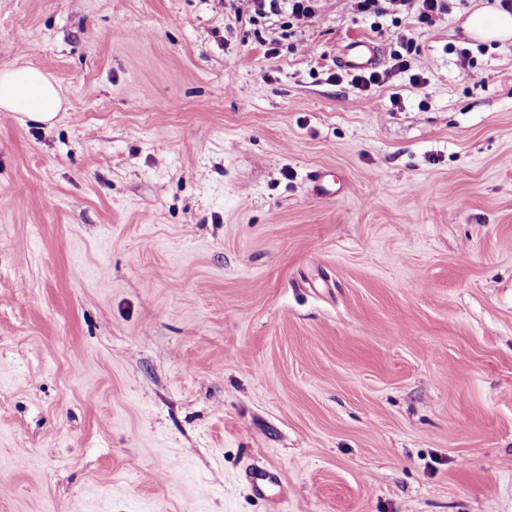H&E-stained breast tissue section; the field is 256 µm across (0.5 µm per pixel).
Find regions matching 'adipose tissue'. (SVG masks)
I'll use <instances>...</instances> for the list:
<instances>
[{
  "mask_svg": "<svg viewBox=\"0 0 512 512\" xmlns=\"http://www.w3.org/2000/svg\"><path fill=\"white\" fill-rule=\"evenodd\" d=\"M64 102L55 80L39 68L0 70V111L15 113L19 122L52 125Z\"/></svg>",
  "mask_w": 512,
  "mask_h": 512,
  "instance_id": "1",
  "label": "adipose tissue"
}]
</instances>
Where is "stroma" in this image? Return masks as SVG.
Listing matches in <instances>:
<instances>
[{
	"instance_id": "stroma-1",
	"label": "stroma",
	"mask_w": 512,
	"mask_h": 512,
	"mask_svg": "<svg viewBox=\"0 0 512 512\" xmlns=\"http://www.w3.org/2000/svg\"><path fill=\"white\" fill-rule=\"evenodd\" d=\"M498 4L285 39L0 0V69L68 106L0 112V512H512V39L465 26ZM362 39L367 92L330 79ZM377 49L367 40H357L350 43L342 53L340 65L343 69L363 71L376 66ZM65 97L55 80L33 66L0 70V111L14 112L21 124L52 125Z\"/></svg>"
}]
</instances>
